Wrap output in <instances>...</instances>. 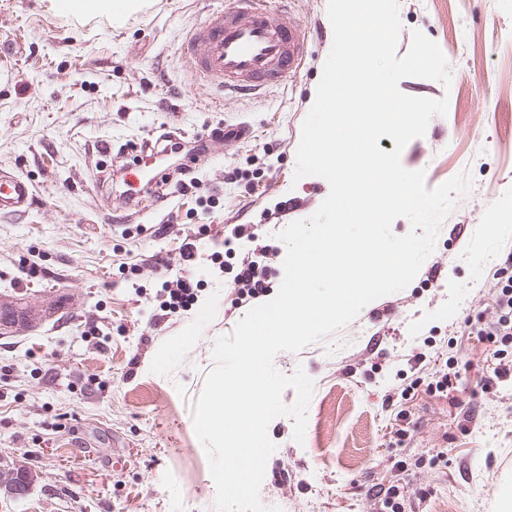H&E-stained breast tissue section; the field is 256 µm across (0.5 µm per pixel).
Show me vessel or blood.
Instances as JSON below:
<instances>
[{"label":"vessel or blood","instance_id":"vessel-or-blood-1","mask_svg":"<svg viewBox=\"0 0 512 512\" xmlns=\"http://www.w3.org/2000/svg\"><path fill=\"white\" fill-rule=\"evenodd\" d=\"M309 40V28L289 11L267 0H231L194 26L182 49L196 83L247 95L286 81L300 68ZM32 198L26 181L0 170V213L24 211Z\"/></svg>","mask_w":512,"mask_h":512}]
</instances>
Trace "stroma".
<instances>
[{
  "label": "stroma",
  "mask_w": 512,
  "mask_h": 512,
  "mask_svg": "<svg viewBox=\"0 0 512 512\" xmlns=\"http://www.w3.org/2000/svg\"><path fill=\"white\" fill-rule=\"evenodd\" d=\"M226 4L147 0L116 17L0 0V167L35 191L25 212L0 213V298L45 313L0 334V466L34 476L26 498L0 495V512H215L192 405L215 340L249 310L235 302L237 259L273 249V299L286 254L277 232L329 193L294 171L333 42L328 0H289L313 32L300 69L258 96H218L191 82L181 40ZM399 14L398 55L418 30L452 72L447 86L400 81L405 94L449 100L401 163L430 188L464 171L473 185L407 288L276 356L281 373L301 368L314 383L303 442L290 417L268 427L276 450L260 501L281 512H390L392 501L400 512H503L512 498V378L498 372L512 339L491 333L498 284L512 277V0H399ZM237 124L250 136L170 167L167 200L126 221L118 171L144 142ZM194 177L212 207L180 194ZM237 224L256 241L217 261ZM184 270L198 300L172 313L163 284Z\"/></svg>",
  "instance_id": "1"
}]
</instances>
